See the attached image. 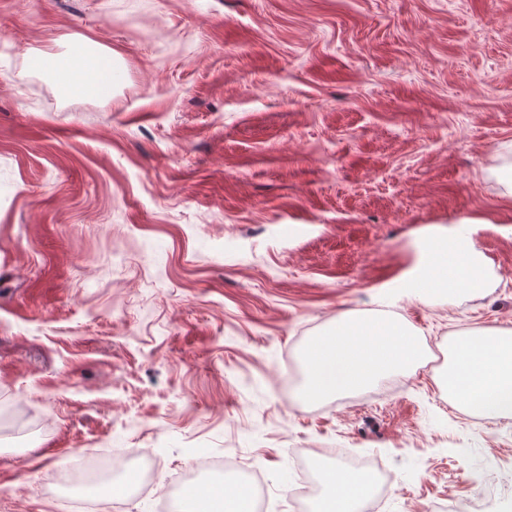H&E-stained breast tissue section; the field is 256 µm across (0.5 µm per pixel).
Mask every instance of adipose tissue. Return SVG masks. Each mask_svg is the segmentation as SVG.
Listing matches in <instances>:
<instances>
[{"label":"adipose tissue","mask_w":512,"mask_h":512,"mask_svg":"<svg viewBox=\"0 0 512 512\" xmlns=\"http://www.w3.org/2000/svg\"><path fill=\"white\" fill-rule=\"evenodd\" d=\"M55 65L72 92L108 97L114 65L107 51L77 47ZM483 261L471 236L428 235L419 244V261L401 285L425 301L457 289L483 288ZM428 357L418 335L401 319L386 314L344 313L324 333L312 337L301 358L306 373L299 390L304 402L369 388L414 368ZM439 383L449 400L476 413L512 410V331L469 330L450 336ZM322 493L313 512H361L375 493L372 476L337 464L321 475Z\"/></svg>","instance_id":"ef3b65f1"}]
</instances>
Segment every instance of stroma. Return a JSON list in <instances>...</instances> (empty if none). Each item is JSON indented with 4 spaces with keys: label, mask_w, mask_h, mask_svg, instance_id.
Listing matches in <instances>:
<instances>
[{
    "label": "stroma",
    "mask_w": 512,
    "mask_h": 512,
    "mask_svg": "<svg viewBox=\"0 0 512 512\" xmlns=\"http://www.w3.org/2000/svg\"><path fill=\"white\" fill-rule=\"evenodd\" d=\"M90 39L108 98L33 64ZM484 288L395 283L462 219ZM430 355L301 404L342 313ZM512 329V0H0V512H64L45 472L136 448L159 482L239 455L292 512L296 449L378 460L379 512H512V417L451 406L450 334ZM236 463V464H235ZM240 467L239 460H233L230 457H222V458H214V457H208V454L206 452L203 453V456L199 457L197 460L194 461L193 466L190 470L183 473L182 478L184 480L192 479L195 474L198 472V470L203 468H211V467H217V468H237Z\"/></svg>",
    "instance_id": "obj_1"
}]
</instances>
